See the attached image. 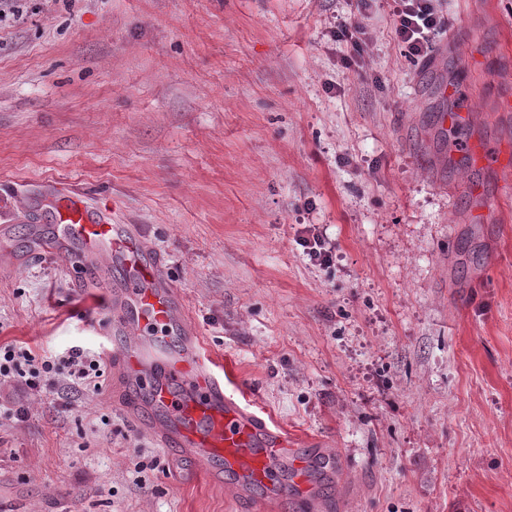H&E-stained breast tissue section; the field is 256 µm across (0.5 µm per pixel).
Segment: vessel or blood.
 <instances>
[{
  "instance_id": "vessel-or-blood-1",
  "label": "vessel or blood",
  "mask_w": 512,
  "mask_h": 512,
  "mask_svg": "<svg viewBox=\"0 0 512 512\" xmlns=\"http://www.w3.org/2000/svg\"><path fill=\"white\" fill-rule=\"evenodd\" d=\"M47 220L53 233L37 238L36 250L64 258L80 287L108 292L111 327L100 345L124 382V409L164 447L199 461L209 481L226 478L252 512H272L286 500L323 512L308 449L294 447L276 421L234 395V367L195 328L160 251L67 186L57 187Z\"/></svg>"
}]
</instances>
